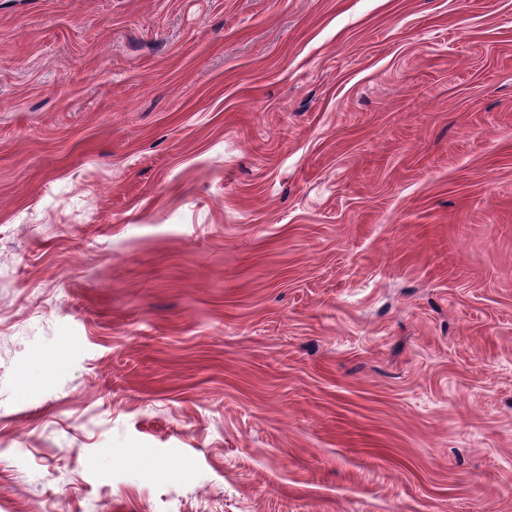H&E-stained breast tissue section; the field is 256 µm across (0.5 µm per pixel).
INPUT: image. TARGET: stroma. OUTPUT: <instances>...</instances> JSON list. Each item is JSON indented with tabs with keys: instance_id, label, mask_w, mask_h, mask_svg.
<instances>
[{
	"instance_id": "35a3bbf8",
	"label": "stroma",
	"mask_w": 512,
	"mask_h": 512,
	"mask_svg": "<svg viewBox=\"0 0 512 512\" xmlns=\"http://www.w3.org/2000/svg\"><path fill=\"white\" fill-rule=\"evenodd\" d=\"M0 512H512V0H0Z\"/></svg>"
}]
</instances>
